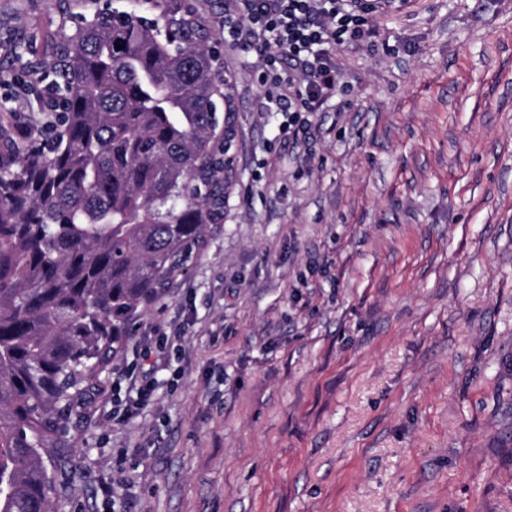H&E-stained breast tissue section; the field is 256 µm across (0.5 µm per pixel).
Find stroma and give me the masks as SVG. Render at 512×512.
<instances>
[{
  "label": "stroma",
  "instance_id": "obj_1",
  "mask_svg": "<svg viewBox=\"0 0 512 512\" xmlns=\"http://www.w3.org/2000/svg\"><path fill=\"white\" fill-rule=\"evenodd\" d=\"M238 179L57 473L55 512H512V0H410L336 53L307 143L225 43ZM54 12L0 0V46ZM181 334L129 422L121 372Z\"/></svg>",
  "mask_w": 512,
  "mask_h": 512
}]
</instances>
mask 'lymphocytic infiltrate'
Wrapping results in <instances>:
<instances>
[{
  "label": "lymphocytic infiltrate",
  "instance_id": "lymphocytic-infiltrate-1",
  "mask_svg": "<svg viewBox=\"0 0 512 512\" xmlns=\"http://www.w3.org/2000/svg\"><path fill=\"white\" fill-rule=\"evenodd\" d=\"M388 0H227L224 40L257 48L258 77L265 109L288 115V134L299 139L309 129L308 113L336 94L338 48L361 41L367 15ZM148 369L124 373L126 392L115 398L117 419L129 421L146 407L154 390Z\"/></svg>",
  "mask_w": 512,
  "mask_h": 512
}]
</instances>
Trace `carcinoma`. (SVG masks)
I'll return each instance as SVG.
<instances>
[{"label": "carcinoma", "mask_w": 512, "mask_h": 512, "mask_svg": "<svg viewBox=\"0 0 512 512\" xmlns=\"http://www.w3.org/2000/svg\"><path fill=\"white\" fill-rule=\"evenodd\" d=\"M55 17L6 54L42 109L0 122V512H54L102 375L224 218L222 62L188 0ZM122 46L118 50L115 45Z\"/></svg>", "instance_id": "carcinoma-1"}]
</instances>
